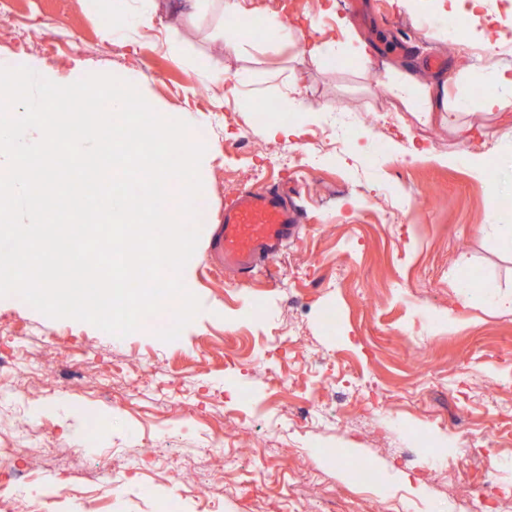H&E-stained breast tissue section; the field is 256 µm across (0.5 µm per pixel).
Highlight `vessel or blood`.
Returning <instances> with one entry per match:
<instances>
[{"label":"vessel or blood","mask_w":512,"mask_h":512,"mask_svg":"<svg viewBox=\"0 0 512 512\" xmlns=\"http://www.w3.org/2000/svg\"><path fill=\"white\" fill-rule=\"evenodd\" d=\"M301 221L300 210L278 189L245 190L225 206L212 249L226 270L246 275L272 257Z\"/></svg>","instance_id":"1"}]
</instances>
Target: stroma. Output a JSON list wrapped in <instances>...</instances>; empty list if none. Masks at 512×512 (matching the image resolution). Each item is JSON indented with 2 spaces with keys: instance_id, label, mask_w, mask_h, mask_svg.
Masks as SVG:
<instances>
[{
  "instance_id": "35a3bbf8",
  "label": "stroma",
  "mask_w": 512,
  "mask_h": 512,
  "mask_svg": "<svg viewBox=\"0 0 512 512\" xmlns=\"http://www.w3.org/2000/svg\"><path fill=\"white\" fill-rule=\"evenodd\" d=\"M244 5L293 39L227 52L213 37L226 17H189L181 0H159L154 29L123 37L107 35L103 0H0V59L61 83L136 79L159 114L189 124L206 147L207 212L181 273L201 308L175 341L0 298V355L14 363L0 372L14 390L0 396V433L38 444L33 477L48 487L109 466L117 491L98 512H162L166 497L199 512L202 491L223 495L222 512H473L477 500L512 512V314L483 293L512 292L499 243L512 225V121L482 110L493 89L480 81L505 54L477 53L463 29L449 37L448 0L418 12L396 0ZM353 38L369 64L344 52ZM432 55L445 69L428 67ZM411 74L463 106L425 120L389 90ZM295 97L314 113L286 111ZM268 100L283 112L260 113ZM273 124L294 133L270 139ZM414 145L451 161L412 159ZM277 150L299 167L278 165ZM274 184L305 223L252 276L220 268L210 242L225 203ZM76 363L80 384L67 379ZM237 416L253 427L235 430ZM225 438L238 452L221 473L212 450ZM395 467L422 497L382 486Z\"/></svg>"
}]
</instances>
